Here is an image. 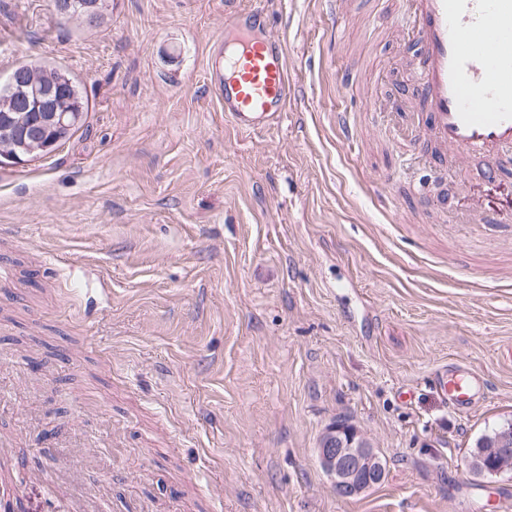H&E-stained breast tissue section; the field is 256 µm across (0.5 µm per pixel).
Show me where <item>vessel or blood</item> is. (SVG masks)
Returning <instances> with one entry per match:
<instances>
[{
    "label": "vessel or blood",
    "instance_id": "obj_1",
    "mask_svg": "<svg viewBox=\"0 0 512 512\" xmlns=\"http://www.w3.org/2000/svg\"><path fill=\"white\" fill-rule=\"evenodd\" d=\"M411 65L423 131L444 150L493 158L484 176L512 179V0H413ZM261 4L226 11L225 26L260 22ZM210 78L224 115L243 132L279 125L296 101L295 76L284 41L238 39L215 51ZM476 372H441L435 387L455 410L468 411Z\"/></svg>",
    "mask_w": 512,
    "mask_h": 512
}]
</instances>
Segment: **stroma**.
Masks as SVG:
<instances>
[{"mask_svg": "<svg viewBox=\"0 0 512 512\" xmlns=\"http://www.w3.org/2000/svg\"><path fill=\"white\" fill-rule=\"evenodd\" d=\"M225 0H107L101 23L52 0H0V81L69 71L81 129L0 165V434L30 447L8 489L55 512L59 470L112 473L108 512H512V470L469 452L512 419V180L418 133L406 62L412 0H267L255 40H283L297 100L238 131L208 60ZM351 113L353 144L335 115ZM393 175L384 184L385 175ZM484 384L461 414L432 377ZM339 421L382 457L381 483L336 494L318 459Z\"/></svg>", "mask_w": 512, "mask_h": 512, "instance_id": "obj_1", "label": "stroma"}]
</instances>
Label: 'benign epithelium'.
Returning a JSON list of instances; mask_svg holds the SVG:
<instances>
[{
	"label": "benign epithelium",
	"instance_id": "7a95c632",
	"mask_svg": "<svg viewBox=\"0 0 512 512\" xmlns=\"http://www.w3.org/2000/svg\"><path fill=\"white\" fill-rule=\"evenodd\" d=\"M8 83L17 88V96L7 103L8 111L14 113L12 127L3 130L4 143L13 140L31 142L50 148L44 127L69 126L72 113L58 109L53 93L41 89L34 78L16 70ZM322 468L330 476L336 494L348 497L363 492L380 483L384 477V464L368 440L356 429H342L336 425L323 435L318 448Z\"/></svg>",
	"mask_w": 512,
	"mask_h": 512
}]
</instances>
